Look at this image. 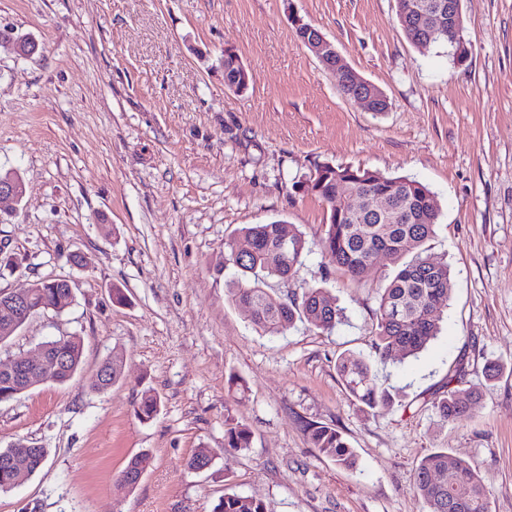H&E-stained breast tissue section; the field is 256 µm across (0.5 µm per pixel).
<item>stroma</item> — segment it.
I'll return each instance as SVG.
<instances>
[{"label":"stroma","mask_w":512,"mask_h":512,"mask_svg":"<svg viewBox=\"0 0 512 512\" xmlns=\"http://www.w3.org/2000/svg\"><path fill=\"white\" fill-rule=\"evenodd\" d=\"M463 10L460 62L413 45L396 0H0V23L41 46L28 58L0 48V172L26 186L21 205L0 204V291L66 277L76 295L1 344L0 364L61 336L84 343L73 379L0 405V449L49 451L0 492V512H212L227 492L269 512H423L415 468L441 448L481 472L490 512H512V0ZM293 12L388 111L341 93L297 41ZM229 47L250 73L241 93L224 86ZM327 162L409 176L436 196L426 247L453 291L418 356L384 364L373 348L383 259L359 285L314 248L294 280L269 281L276 301L326 288L346 311L329 333L262 334L229 297L238 274L224 244L243 225L284 220L318 239L327 208L306 182ZM116 349L123 376L96 392ZM346 352L371 361L392 407L367 413L345 393ZM490 362L503 373L473 416L442 423L432 402L449 376L483 384ZM148 390L162 405L143 423L134 407ZM228 413L250 428L248 452H225ZM315 422L343 434L358 471L312 447ZM201 448L214 460L197 472L187 461ZM141 451L152 463L125 488L116 474Z\"/></svg>","instance_id":"obj_1"}]
</instances>
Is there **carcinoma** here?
<instances>
[{"mask_svg":"<svg viewBox=\"0 0 512 512\" xmlns=\"http://www.w3.org/2000/svg\"><path fill=\"white\" fill-rule=\"evenodd\" d=\"M420 2L431 7L433 0H396V15L406 37L415 44L428 37V31L417 20L404 21L410 4ZM328 207L326 224L317 241L320 250L329 255L336 269L350 280L363 284L383 255L396 265L393 277L378 289L375 310L374 347L380 360L386 362L399 354L404 358L424 350L439 333L441 307L452 295L448 264L425 254L424 245L432 237L439 218L434 194L420 181L408 176H386L369 169L322 163L307 185ZM361 198L381 199L390 205L387 213L364 208L350 209L347 201ZM245 243L249 250L239 252L236 245ZM308 240L294 225L283 220L268 224H247L238 237L224 243V266L238 269L243 281L229 289L231 301L247 313L251 324L268 335L283 334L301 322L322 332L334 330L344 319V310L336 298L322 287H307L301 297L291 295L278 303L265 289L271 279L292 280L307 253ZM74 303V294L54 279L35 281L21 320L45 310L62 313ZM43 363L27 365L53 384L69 381L80 367L83 343L78 336H62L49 342ZM105 363L112 378L98 385L105 391L120 380L124 370L122 352L114 350ZM336 371L343 388L359 404L361 410L390 407L393 396L379 385L372 367L360 356L347 353L336 361ZM456 382L444 395L433 401V408L444 423L468 418L473 414L479 387L468 385L464 375L450 377ZM158 394L145 392L135 416L144 422L160 412ZM313 447L347 470L357 468L353 448L340 431L332 426L310 423L306 427ZM251 448V430L227 414L224 418V449L242 453ZM25 464L36 473L45 463L48 450L19 440L0 450V491L14 486L15 475L5 466L4 455ZM151 463L143 451L134 455L118 474V482L135 487ZM414 483L425 512H489L484 482L468 462L448 460V453L435 451L422 458L415 470ZM212 512H267L266 504L256 498L236 493L219 498Z\"/></svg>","mask_w":512,"mask_h":512,"instance_id":"1","label":"carcinoma"}]
</instances>
